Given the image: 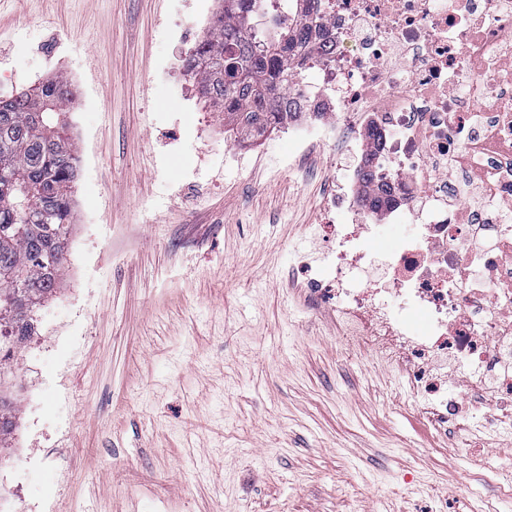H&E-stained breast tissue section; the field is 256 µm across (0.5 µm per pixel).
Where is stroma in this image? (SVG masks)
<instances>
[{"instance_id":"obj_1","label":"stroma","mask_w":512,"mask_h":512,"mask_svg":"<svg viewBox=\"0 0 512 512\" xmlns=\"http://www.w3.org/2000/svg\"><path fill=\"white\" fill-rule=\"evenodd\" d=\"M207 0H5L0 98L66 79L82 157L67 270L20 359L0 512H512V431L437 434L297 263L327 168L247 147L182 68Z\"/></svg>"}]
</instances>
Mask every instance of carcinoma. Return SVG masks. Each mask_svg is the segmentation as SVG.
Here are the masks:
<instances>
[{"label": "carcinoma", "mask_w": 512, "mask_h": 512, "mask_svg": "<svg viewBox=\"0 0 512 512\" xmlns=\"http://www.w3.org/2000/svg\"><path fill=\"white\" fill-rule=\"evenodd\" d=\"M247 2L262 7L267 0H224V12L188 53L202 94L242 140L298 116L276 112L273 104L296 88L302 53L313 47L307 14L276 13L272 29L257 37V10H246ZM68 111L59 80L0 100V448L14 429L11 379L38 311L66 272L77 177Z\"/></svg>", "instance_id": "obj_1"}]
</instances>
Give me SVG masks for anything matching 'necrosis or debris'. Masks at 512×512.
<instances>
[{
	"instance_id": "4bbe7bcc",
	"label": "necrosis or debris",
	"mask_w": 512,
	"mask_h": 512,
	"mask_svg": "<svg viewBox=\"0 0 512 512\" xmlns=\"http://www.w3.org/2000/svg\"><path fill=\"white\" fill-rule=\"evenodd\" d=\"M313 18L316 79L291 109L319 137L288 130L348 178L322 206L327 274L302 265L312 297L402 369L436 431L466 430L475 401L512 428V0H317ZM410 221L375 247L377 224Z\"/></svg>"
}]
</instances>
